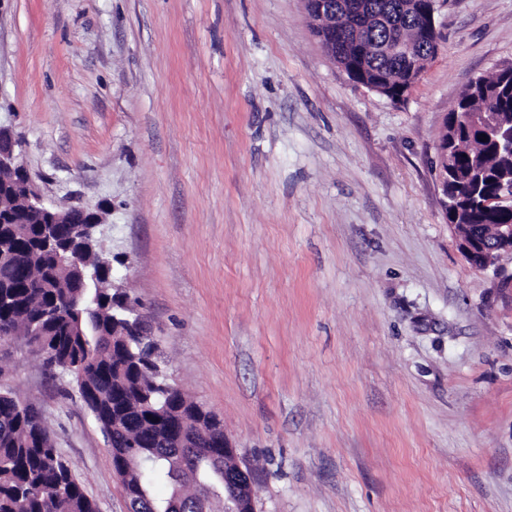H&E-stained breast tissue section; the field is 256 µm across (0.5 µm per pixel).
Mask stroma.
I'll list each match as a JSON object with an SVG mask.
<instances>
[{
	"mask_svg": "<svg viewBox=\"0 0 512 512\" xmlns=\"http://www.w3.org/2000/svg\"><path fill=\"white\" fill-rule=\"evenodd\" d=\"M404 102L304 0H0V127L35 190L104 207L112 279L254 474L255 512H512V256L471 265L436 145L512 67V0H438ZM100 512H126L70 376L0 341Z\"/></svg>",
	"mask_w": 512,
	"mask_h": 512,
	"instance_id": "stroma-1",
	"label": "stroma"
}]
</instances>
